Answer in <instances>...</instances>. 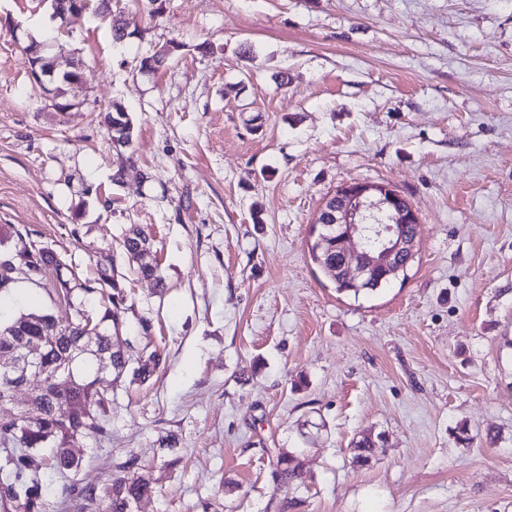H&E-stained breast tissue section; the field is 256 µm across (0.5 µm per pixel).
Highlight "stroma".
<instances>
[{
  "label": "stroma",
  "instance_id": "1",
  "mask_svg": "<svg viewBox=\"0 0 512 512\" xmlns=\"http://www.w3.org/2000/svg\"><path fill=\"white\" fill-rule=\"evenodd\" d=\"M158 6L112 0L117 44L93 11L62 28L48 0H0V245L27 233L85 280L114 258L119 334L162 355L115 387L79 471L47 474L48 512H99L70 484L105 494L127 464L156 488L133 512H512V0ZM33 41L58 71L82 62L71 110L35 85ZM116 100L135 153L119 183ZM360 182L419 224L408 279L357 299L310 250ZM133 224L163 287L122 254ZM15 276L0 319L71 318ZM281 453L299 468L277 483ZM122 110L125 111L121 112ZM109 112H112V121L106 126L112 134V140L114 137H119L120 139L124 138L123 144L125 147L124 149L122 147V149H130L132 144L133 124L129 113L125 106L119 101L112 102V108Z\"/></svg>",
  "mask_w": 512,
  "mask_h": 512
}]
</instances>
